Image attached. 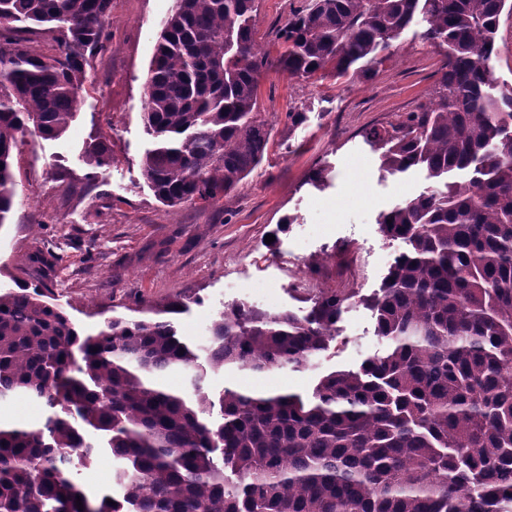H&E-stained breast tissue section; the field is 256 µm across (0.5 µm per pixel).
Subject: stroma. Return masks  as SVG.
Listing matches in <instances>:
<instances>
[{"instance_id":"obj_1","label":"stroma","mask_w":512,"mask_h":512,"mask_svg":"<svg viewBox=\"0 0 512 512\" xmlns=\"http://www.w3.org/2000/svg\"><path fill=\"white\" fill-rule=\"evenodd\" d=\"M175 0H112L110 39L92 61L76 114L63 135L26 137L15 153V199L0 225V289L11 287L33 238L58 258L54 293L72 321L95 331L103 314L142 299L181 298L176 318L190 344L206 345L211 321L234 302L306 313L322 288L359 294L338 322L328 351L299 369L266 374L208 372L204 390L224 387L312 391L331 371L359 367L384 341L364 297L380 288L400 242L386 239L379 215L416 197L424 172L384 174L366 139L397 114L427 101L442 56L414 30L374 75L302 81L270 68L257 86L269 143L261 164L212 204L167 207L146 184L142 160L152 146L144 125V83L156 40ZM307 0H256L261 53L276 58L278 31ZM306 119L291 125L287 114ZM100 140L112 162L96 169L85 150ZM323 170L325 179L310 177ZM117 463L101 450L89 467H72L79 485L111 493Z\"/></svg>"}]
</instances>
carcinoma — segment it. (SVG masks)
Returning <instances> with one entry per match:
<instances>
[{
    "instance_id": "cac0c4a2",
    "label": "carcinoma",
    "mask_w": 512,
    "mask_h": 512,
    "mask_svg": "<svg viewBox=\"0 0 512 512\" xmlns=\"http://www.w3.org/2000/svg\"><path fill=\"white\" fill-rule=\"evenodd\" d=\"M255 0H175L145 82L155 146L144 176L164 205L213 203L268 145L257 79ZM512 0H309L280 31L276 67L298 79L373 74L421 18L444 51L437 98L367 132L389 175L429 184L380 215L405 245L365 300L385 349L323 376L311 395L226 387L207 372L300 368L339 335L355 293L323 288L311 310L236 302L209 328L205 363L172 314L137 302L81 333L56 302V256L34 241L0 290V399L49 410L37 426L0 424V512H512V84L492 61ZM112 0H0V224L14 204L13 155L26 135H62ZM60 47L36 53L18 33ZM94 168L112 157L100 142ZM190 375V388L163 383ZM219 408L222 422L207 415ZM120 463L121 498L71 478V455ZM83 508H78L76 500Z\"/></svg>"
}]
</instances>
